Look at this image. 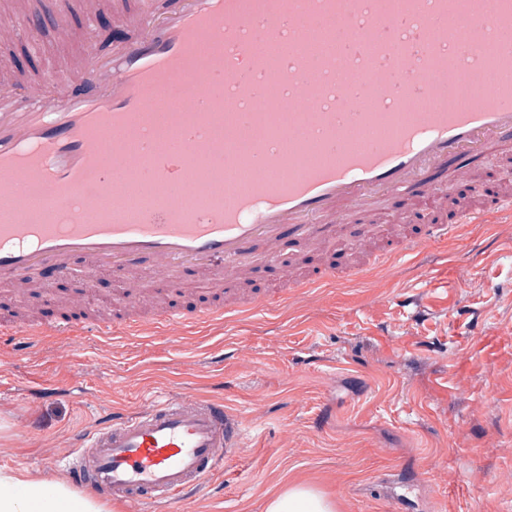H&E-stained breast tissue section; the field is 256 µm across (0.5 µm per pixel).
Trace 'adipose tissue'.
Segmentation results:
<instances>
[{
    "label": "adipose tissue",
    "mask_w": 512,
    "mask_h": 512,
    "mask_svg": "<svg viewBox=\"0 0 512 512\" xmlns=\"http://www.w3.org/2000/svg\"><path fill=\"white\" fill-rule=\"evenodd\" d=\"M336 502L317 488L296 483L271 495L266 512H335ZM0 512H106L103 504L65 484L0 468Z\"/></svg>",
    "instance_id": "1"
}]
</instances>
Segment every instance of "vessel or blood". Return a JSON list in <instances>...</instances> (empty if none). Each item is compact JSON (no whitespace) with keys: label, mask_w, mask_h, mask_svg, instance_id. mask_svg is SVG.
<instances>
[{"label":"vessel or blood","mask_w":512,"mask_h":512,"mask_svg":"<svg viewBox=\"0 0 512 512\" xmlns=\"http://www.w3.org/2000/svg\"><path fill=\"white\" fill-rule=\"evenodd\" d=\"M141 13L113 31L110 46L88 40L79 74L50 76L51 98L20 94L0 81V192L34 176L57 196L63 221L20 224L0 215V285L50 287L75 265L110 276L112 300L123 305L119 321L104 312L87 316L83 329L113 327L134 333L144 318L131 288L152 287L194 275L224 287L246 278L255 261L276 262L282 247L299 250L341 241L350 213L378 203L410 199L434 209L443 200L441 174L465 178L471 153L512 140V80L488 87L486 101L469 108L448 104V88L469 69L491 63L512 73V0H142ZM346 14L374 28L372 52L353 43L328 45L326 19ZM466 28L449 40L456 20ZM277 33L292 50L275 61L257 52L262 37ZM181 77L182 110L162 136L150 127L149 100ZM372 83L381 112L336 109L342 86ZM434 94L422 124L399 125L390 107L396 92ZM398 125L394 135L354 151L339 152L329 131L370 123ZM319 140L331 162L304 152L285 157L272 139ZM120 158L130 192L154 189L159 204L128 218L86 213L100 189L106 151ZM249 164L257 179L272 168L284 177L268 192L226 197L223 204L187 219L190 205L210 183L222 182L225 158ZM486 211L464 210L453 224H396L379 264L420 242L445 241L460 225L480 224ZM336 279L321 267L251 302L272 310L289 295H305ZM233 300L186 312L154 313V325L198 323L239 311ZM73 334L65 322H16L23 347L42 341L47 329ZM241 422L223 401L178 398L148 409L104 415L75 435L56 459L66 483L104 499L138 505L192 498L231 459Z\"/></svg>","instance_id":"b4317fda"}]
</instances>
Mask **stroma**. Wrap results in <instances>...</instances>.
<instances>
[{"mask_svg":"<svg viewBox=\"0 0 512 512\" xmlns=\"http://www.w3.org/2000/svg\"><path fill=\"white\" fill-rule=\"evenodd\" d=\"M19 2L0 0L14 21L0 68L47 97L51 73L72 70L87 39L110 43L115 17L140 6L98 0L89 18L81 0H31L23 13ZM469 167L436 216L412 210L409 222L449 223L461 204L512 194V152ZM51 292L1 291L0 313L76 321L111 301L112 281L71 276ZM159 299L193 311L224 291L186 275ZM186 395L239 417L235 457L193 500L115 512H265L296 482L338 512H512V210L273 311L135 336L52 334L31 350L0 342V467L53 478L49 449L102 414Z\"/></svg>","mask_w":512,"mask_h":512,"instance_id":"obj_1","label":"stroma"}]
</instances>
